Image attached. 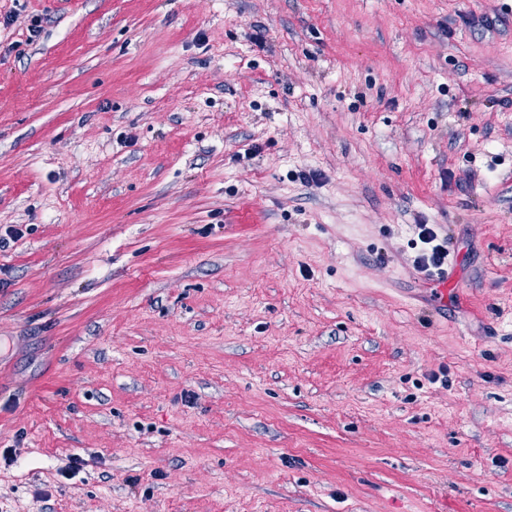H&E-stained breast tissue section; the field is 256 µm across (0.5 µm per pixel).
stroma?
<instances>
[{
  "mask_svg": "<svg viewBox=\"0 0 512 512\" xmlns=\"http://www.w3.org/2000/svg\"><path fill=\"white\" fill-rule=\"evenodd\" d=\"M0 512H512V0H0ZM418 240L428 247L422 249L416 257L417 266L428 276H434L448 265V248L445 242H438V235L427 224L415 225Z\"/></svg>",
  "mask_w": 512,
  "mask_h": 512,
  "instance_id": "stroma-1",
  "label": "stroma"
}]
</instances>
